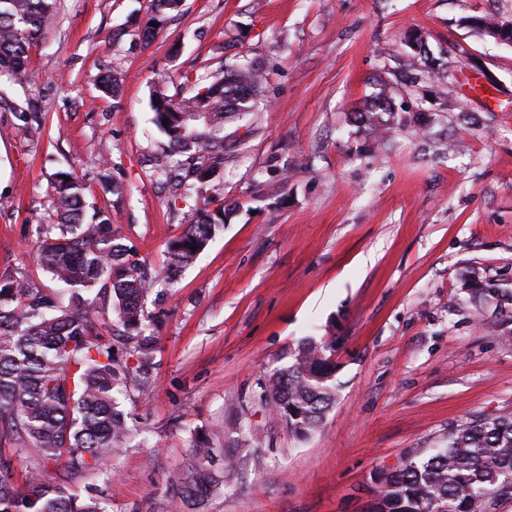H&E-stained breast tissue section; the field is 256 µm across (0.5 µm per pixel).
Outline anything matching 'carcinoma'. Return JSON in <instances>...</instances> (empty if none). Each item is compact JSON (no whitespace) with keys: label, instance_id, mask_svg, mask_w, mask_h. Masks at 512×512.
Segmentation results:
<instances>
[{"label":"carcinoma","instance_id":"cac0c4a2","mask_svg":"<svg viewBox=\"0 0 512 512\" xmlns=\"http://www.w3.org/2000/svg\"><path fill=\"white\" fill-rule=\"evenodd\" d=\"M182 0H153L140 28L148 40L180 11ZM56 0H0V74L16 84L29 79L28 49L51 26ZM117 70L102 76L99 90L117 96ZM170 94L153 93L152 122L167 137L157 171L170 190L202 203L182 213V232L170 240L164 268L150 271L102 211L87 217L83 177L56 175L52 205L58 223L36 228L37 259L62 285L46 291L21 271L0 275V512H105L99 499L69 484L71 475L103 471L140 430L129 426L119 399L153 385L151 367L162 325L147 298L170 288L233 210L208 206L224 186V125L259 109L266 87L260 65L224 67L210 85ZM365 129L385 144L410 118L395 111L392 90L380 84L359 109ZM168 124H163V121ZM197 246L193 251L190 246ZM69 295L68 302L60 300ZM125 337L118 353L112 336ZM336 339L301 342L288 363L260 382L259 398L295 435L305 438L336 403L333 355ZM136 365H131L130 360ZM30 458L18 475L14 459ZM212 449L194 448L180 494L197 499L217 476L206 466ZM371 512H498L512 501V416L475 418L448 435L442 448L406 458L373 478Z\"/></svg>","mask_w":512,"mask_h":512}]
</instances>
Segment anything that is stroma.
Listing matches in <instances>:
<instances>
[{
  "instance_id": "1",
  "label": "stroma",
  "mask_w": 512,
  "mask_h": 512,
  "mask_svg": "<svg viewBox=\"0 0 512 512\" xmlns=\"http://www.w3.org/2000/svg\"><path fill=\"white\" fill-rule=\"evenodd\" d=\"M486 14L512 19V0H183L145 40L128 19L147 21L150 0H57L27 84L0 76V273L53 288L35 228L54 223L51 182L69 170L88 210L164 267L195 201L152 173L157 83L203 86L252 60L270 102L224 128L239 143L224 164L235 213L167 292L153 388L123 403L143 435L72 487L108 512H367L375 474L468 418L512 414V302L481 293H512V45L468 26ZM428 58L438 75L411 81ZM113 67L115 99L98 89ZM472 73L495 100L466 93ZM380 81L432 116L431 138L408 128L368 151L359 109ZM330 336L336 403L300 441L258 382ZM203 438L219 484L194 503L178 485Z\"/></svg>"
}]
</instances>
